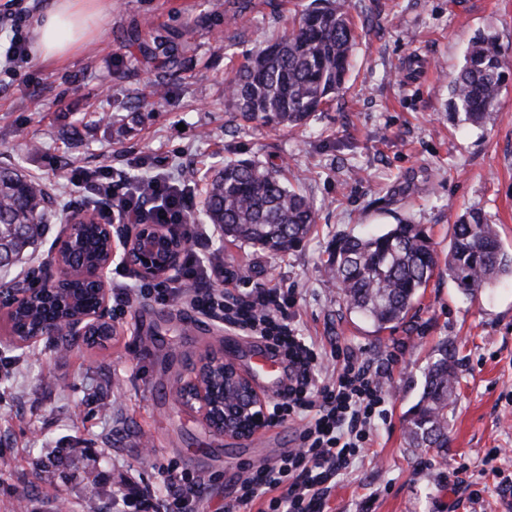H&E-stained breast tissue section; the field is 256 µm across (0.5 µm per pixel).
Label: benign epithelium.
Returning <instances> with one entry per match:
<instances>
[{
	"label": "benign epithelium",
	"instance_id": "obj_1",
	"mask_svg": "<svg viewBox=\"0 0 512 512\" xmlns=\"http://www.w3.org/2000/svg\"><path fill=\"white\" fill-rule=\"evenodd\" d=\"M97 224L92 217L80 214L72 218L65 235L52 250L53 257L68 249L76 239L79 227ZM99 225V224H97ZM105 260L83 266L82 278L96 285V302L79 315L61 323L44 320L24 338L11 333V340L19 346H32L43 340H55L61 335L76 341L87 339L88 331L100 325L114 329L109 316L110 293L103 271L119 258L133 267L144 280H156L180 269L187 245V233L180 224H134L124 229L119 239L112 235V225L101 224ZM30 291L26 288H1L0 307L13 311L27 304ZM219 365L224 376L235 381L233 392H224L216 398L212 388L203 381V375ZM175 401L198 413L203 423L219 436L234 439L252 438L268 426V401L257 391L251 375L244 373L231 356L208 352L203 355L192 375L175 393Z\"/></svg>",
	"mask_w": 512,
	"mask_h": 512
}]
</instances>
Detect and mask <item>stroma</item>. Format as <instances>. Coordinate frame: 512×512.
<instances>
[{
    "mask_svg": "<svg viewBox=\"0 0 512 512\" xmlns=\"http://www.w3.org/2000/svg\"><path fill=\"white\" fill-rule=\"evenodd\" d=\"M311 0H251L225 27L230 0H112L89 50L57 63L31 60L12 75L0 60V167L40 179L58 201L48 232L6 282L40 284L55 241L82 191L59 180L62 162L105 166L137 178L171 173L202 207L201 176L228 160L284 164L313 200L311 236L284 254L225 240L194 226L203 261L220 258L248 297L291 292L290 323L323 350L387 371L391 415L371 447L336 475L321 512H512V276L469 297L438 269L408 318L375 330L328 283L337 234L422 225L438 254L453 226L481 212L512 249V75L486 123L458 122L448 86L478 34L512 57V0H351L357 45L347 93L296 129L243 120L227 82L258 46L288 31ZM182 32V66L161 104H145L158 63L152 31ZM106 345L57 351L17 347L0 316V512H136L137 490H164L163 466L202 477L198 512H249L235 501L243 471L297 445L283 422L244 441L214 435L174 397L205 351H224L250 371L248 336L181 303L134 299L113 314ZM459 359L457 399L444 451L408 447L407 418L441 341ZM63 449L54 458V449ZM493 465L484 459L491 449Z\"/></svg>",
    "mask_w": 512,
    "mask_h": 512,
    "instance_id": "35a3bbf8",
    "label": "stroma"
}]
</instances>
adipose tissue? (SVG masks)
Returning <instances> with one entry per match:
<instances>
[{
	"instance_id": "obj_1",
	"label": "adipose tissue",
	"mask_w": 512,
	"mask_h": 512,
	"mask_svg": "<svg viewBox=\"0 0 512 512\" xmlns=\"http://www.w3.org/2000/svg\"><path fill=\"white\" fill-rule=\"evenodd\" d=\"M104 11V0H47L30 24L34 54L55 62L84 48L91 24Z\"/></svg>"
}]
</instances>
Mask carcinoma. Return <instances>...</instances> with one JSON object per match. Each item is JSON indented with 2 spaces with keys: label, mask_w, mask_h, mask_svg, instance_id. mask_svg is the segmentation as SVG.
Returning <instances> with one entry per match:
<instances>
[{
  "label": "carcinoma",
  "mask_w": 512,
  "mask_h": 512,
  "mask_svg": "<svg viewBox=\"0 0 512 512\" xmlns=\"http://www.w3.org/2000/svg\"><path fill=\"white\" fill-rule=\"evenodd\" d=\"M179 38L150 34L149 53L167 73L181 64ZM355 39L348 0H316L288 33L250 55L229 81L230 99L246 120L299 125L344 91ZM511 70L512 59L501 53L495 37L478 35L450 86V108L466 123L484 124ZM52 202L41 184L1 169L0 253L17 256L33 245L45 231ZM202 216L220 225L224 237L274 254L293 249L315 223L311 201L288 184L282 170L253 160L224 164L206 190ZM444 265L457 287L473 296L512 274V252L505 250L496 225L470 212L454 225ZM437 266L426 230L408 221L368 236L339 235L328 257L329 282L348 308L378 331L406 320ZM457 366L455 348L442 342L407 420L409 447H448Z\"/></svg>",
  "instance_id": "1"
}]
</instances>
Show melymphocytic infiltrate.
<instances>
[{
  "label": "lymphocytic infiltrate",
  "instance_id": "1",
  "mask_svg": "<svg viewBox=\"0 0 512 512\" xmlns=\"http://www.w3.org/2000/svg\"><path fill=\"white\" fill-rule=\"evenodd\" d=\"M67 179L102 202L98 218L106 224L184 223L188 207L186 187L154 172L137 182L104 167L67 164ZM149 193H141L142 184ZM213 267L201 265L193 251H186L178 272L154 284L112 283L117 308L141 297L159 303L186 300L197 312L223 313L226 321L250 331L281 351L290 377L285 394L272 405V421L301 425L300 446L279 461L250 469L236 490V500L257 512H318L327 485L346 470L371 440L372 430L385 413L387 389L380 370L347 355L335 376L322 371L323 356L314 342L299 335L284 310L286 299L278 289H268L247 300L212 287ZM166 489L156 494L142 490L138 512H192L203 481L174 468L164 471Z\"/></svg>",
  "mask_w": 512,
  "mask_h": 512
}]
</instances>
